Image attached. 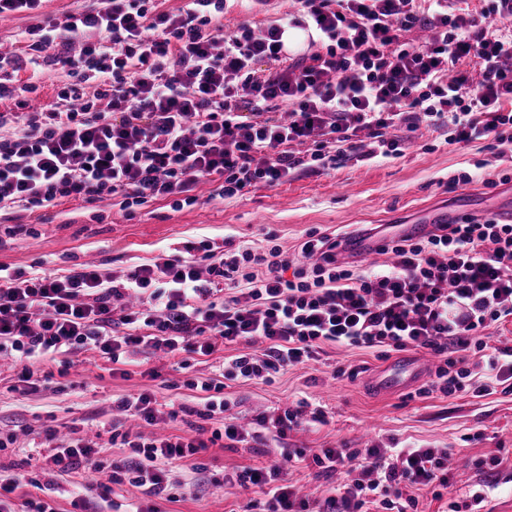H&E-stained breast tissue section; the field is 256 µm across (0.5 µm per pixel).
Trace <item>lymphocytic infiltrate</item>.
I'll return each mask as SVG.
<instances>
[{"label":"lymphocytic infiltrate","instance_id":"f902f5d3","mask_svg":"<svg viewBox=\"0 0 512 512\" xmlns=\"http://www.w3.org/2000/svg\"><path fill=\"white\" fill-rule=\"evenodd\" d=\"M90 0L52 23L42 0H0V16L32 17L21 53H0V212L20 214L64 198L110 200L120 210L151 201L194 205L195 185L215 196L275 186L297 168L336 160L400 156L420 128H447L448 144L492 140L500 162L512 148V0L457 9L454 0H295L294 27L316 33L317 51L289 56L277 24L225 34L224 0ZM429 33L421 44L413 29ZM27 79H19L24 67ZM69 77L57 101L34 107L40 74ZM262 248L216 258L211 244H186L120 273L82 264L63 275H26L0 265V356L20 362L90 352L114 364L141 351L213 357L222 380L191 381L202 407L224 414L228 380H265L316 359L325 344L365 350L422 348L437 358L429 386L446 396L489 395L512 381V346L485 332L512 322V224L496 219L436 225L426 239H391L389 261L359 268L336 257L337 242L313 230L299 254L268 234ZM484 363L470 361V352ZM322 410L262 413L274 437L323 422ZM234 423L191 436L123 433L128 456L104 461L86 437L56 440L52 471L81 467L141 488L131 512L175 500V461L208 445L246 442ZM444 448H283L259 469L237 473L260 488L248 512H416L417 491L448 484ZM312 459L348 480L320 510L286 479Z\"/></svg>","mask_w":512,"mask_h":512}]
</instances>
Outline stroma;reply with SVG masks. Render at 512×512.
Wrapping results in <instances>:
<instances>
[{"instance_id":"stroma-1","label":"stroma","mask_w":512,"mask_h":512,"mask_svg":"<svg viewBox=\"0 0 512 512\" xmlns=\"http://www.w3.org/2000/svg\"><path fill=\"white\" fill-rule=\"evenodd\" d=\"M296 11L291 0H267L260 9L249 0H226L224 29L271 21L285 26ZM494 161L488 141L449 145L439 133L426 132L400 157L351 158L330 170H300L280 185L256 186L232 199L214 197L213 183L204 180L195 188L197 203L179 209L157 200L128 217L106 200H63L27 214L28 233L0 240V264L38 274L60 275L86 262L121 271L174 253L188 241L261 248L272 232L294 252L312 229L343 239L380 225L429 224L442 211L482 221L512 210V179L502 180ZM467 173L472 182L461 183ZM396 357L393 351L382 360L370 351L332 346L319 360L288 367L269 380L231 382L224 390L228 413L242 421L303 399L321 407L325 420L280 441L265 435L244 447L214 445L182 459L172 476L189 489L177 501H160V512H244L259 498V488L243 489L222 477L266 465L268 448H362L373 440L385 447L448 449L454 494L480 491L487 512H512V391L422 396L418 386H410L377 393L369 376ZM126 369L123 376L111 373L89 353L74 357L68 368L47 359L33 367L37 389L25 393L21 366L0 358V434L14 437L13 445L0 450V468L26 478L11 501L32 494L34 478L48 485L57 512H71L77 492L91 501V512H113V504L140 500V489L127 483L108 490L90 486L81 469L49 474L43 446L47 430L63 437L71 428L94 426L107 445L105 458L127 456L128 447L110 442L112 422L120 417L113 400L148 392L166 412L194 406L200 392L189 389L187 380L212 375L209 363L196 360L183 369L161 354L129 356ZM350 369L355 378L347 377ZM491 455L503 459L496 472L474 468V459Z\"/></svg>"}]
</instances>
